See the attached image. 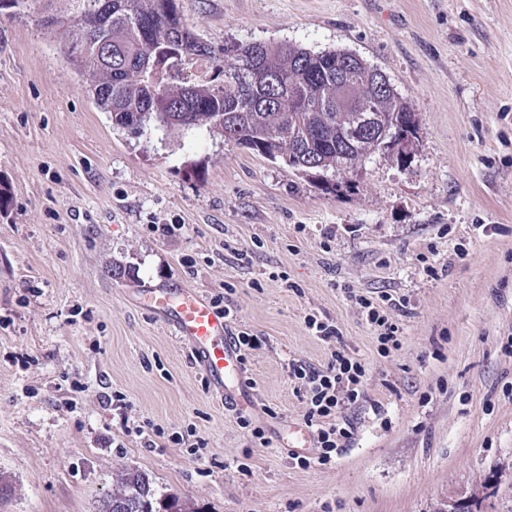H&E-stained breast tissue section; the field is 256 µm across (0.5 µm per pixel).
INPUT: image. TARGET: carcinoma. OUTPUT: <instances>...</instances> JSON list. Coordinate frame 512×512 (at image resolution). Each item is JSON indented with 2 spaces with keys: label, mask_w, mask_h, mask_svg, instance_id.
Masks as SVG:
<instances>
[{
  "label": "carcinoma",
  "mask_w": 512,
  "mask_h": 512,
  "mask_svg": "<svg viewBox=\"0 0 512 512\" xmlns=\"http://www.w3.org/2000/svg\"><path fill=\"white\" fill-rule=\"evenodd\" d=\"M112 10L91 27L84 15L103 0H74L66 18L48 14L45 0H0V11L29 14L48 30L68 35L64 53L78 72L93 75L89 91L110 114L112 126L143 135L149 114L157 129H206L226 142L275 159L298 175L329 170L344 174L364 157L392 152L389 137L363 131L364 120L394 131L405 143L416 138L417 121L408 103L391 88L379 92L388 77L351 59L344 50L312 52L295 44L234 43L224 47L225 70L233 80L189 86L172 79L185 62L212 58L211 47L181 17L175 0H109ZM288 82L268 84L271 75ZM123 490L105 501L103 512H187L173 496H157L142 473L128 472Z\"/></svg>",
  "instance_id": "cac0c4a2"
}]
</instances>
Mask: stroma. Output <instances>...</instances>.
<instances>
[{"instance_id": "obj_1", "label": "stroma", "mask_w": 512, "mask_h": 512, "mask_svg": "<svg viewBox=\"0 0 512 512\" xmlns=\"http://www.w3.org/2000/svg\"><path fill=\"white\" fill-rule=\"evenodd\" d=\"M176 3L218 50L357 54L417 137L334 191L203 129L136 138L53 34L0 15V512H101L131 471L199 512H512V0ZM229 285L230 333L261 340L244 369L263 426L305 425L288 363L333 350L306 315L365 362L335 462L254 439L140 304ZM359 295L405 301L400 350L380 354Z\"/></svg>"}]
</instances>
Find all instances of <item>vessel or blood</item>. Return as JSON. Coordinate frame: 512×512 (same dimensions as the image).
<instances>
[{"label":"vessel or blood","instance_id":"obj_1","mask_svg":"<svg viewBox=\"0 0 512 512\" xmlns=\"http://www.w3.org/2000/svg\"><path fill=\"white\" fill-rule=\"evenodd\" d=\"M143 306L171 326L175 336L188 343L196 367L224 404L247 393L240 353L228 335V323L203 294L152 289Z\"/></svg>","mask_w":512,"mask_h":512}]
</instances>
